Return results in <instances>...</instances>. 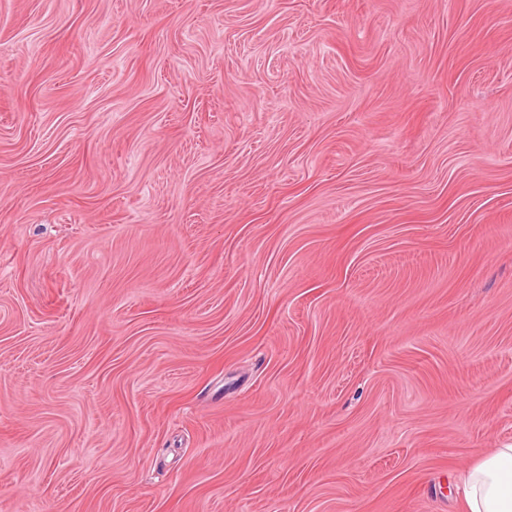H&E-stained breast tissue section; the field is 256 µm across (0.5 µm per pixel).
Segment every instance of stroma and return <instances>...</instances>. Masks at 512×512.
<instances>
[{
    "label": "stroma",
    "instance_id": "1",
    "mask_svg": "<svg viewBox=\"0 0 512 512\" xmlns=\"http://www.w3.org/2000/svg\"><path fill=\"white\" fill-rule=\"evenodd\" d=\"M512 443V0H0V512H462Z\"/></svg>",
    "mask_w": 512,
    "mask_h": 512
}]
</instances>
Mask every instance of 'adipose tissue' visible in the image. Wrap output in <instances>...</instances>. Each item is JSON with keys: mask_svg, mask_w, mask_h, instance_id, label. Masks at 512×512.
Instances as JSON below:
<instances>
[{"mask_svg": "<svg viewBox=\"0 0 512 512\" xmlns=\"http://www.w3.org/2000/svg\"><path fill=\"white\" fill-rule=\"evenodd\" d=\"M465 512H512V445L495 449L459 478Z\"/></svg>", "mask_w": 512, "mask_h": 512, "instance_id": "adipose-tissue-1", "label": "adipose tissue"}]
</instances>
